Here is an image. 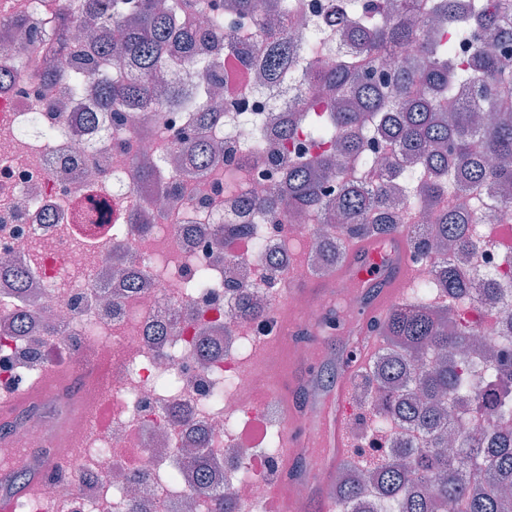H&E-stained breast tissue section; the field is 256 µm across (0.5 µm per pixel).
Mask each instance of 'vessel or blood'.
I'll list each match as a JSON object with an SVG mask.
<instances>
[{"label":"vessel or blood","mask_w":512,"mask_h":512,"mask_svg":"<svg viewBox=\"0 0 512 512\" xmlns=\"http://www.w3.org/2000/svg\"><path fill=\"white\" fill-rule=\"evenodd\" d=\"M422 276L403 236L350 241L346 257L319 280L292 277L284 283L278 298L279 329L274 340L264 345L263 354L271 365L270 393L281 404L282 429L277 461L279 477L267 483L256 512H301L294 488L305 481L308 470L318 466L323 481H330L342 465L356 437L352 431L351 381L365 364L377 343L376 324ZM348 288L359 299L348 335L354 341L337 361L340 380L329 391L317 390L314 362L302 357L298 337L309 327L299 308L309 303L323 306L337 289ZM72 375L49 369L40 380L8 402H0V443L11 445L15 421L45 400L64 396ZM51 450L27 454L24 461L29 478L23 489H16L13 472L0 470V512H14L21 496L35 495L44 475L59 467Z\"/></svg>","instance_id":"1"}]
</instances>
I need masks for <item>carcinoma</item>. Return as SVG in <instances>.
<instances>
[{"mask_svg": "<svg viewBox=\"0 0 512 512\" xmlns=\"http://www.w3.org/2000/svg\"><path fill=\"white\" fill-rule=\"evenodd\" d=\"M92 2L102 25L119 33V44L100 41L93 53L118 54L135 72L131 82L108 86L96 78L90 63L82 68L103 87L104 111L120 121L129 106L163 112L181 102L179 90L163 101L154 95L156 67L168 55L177 19L206 8L209 16L202 31L234 49V31L225 12L256 18L267 40L269 70L288 74L308 93L321 96L318 110L298 101L281 135L291 139L300 129L336 147L281 159L283 186L270 198L247 205L274 217L285 197L291 209L320 211L321 223L332 231L323 247L322 267L336 264L351 239L398 232L406 233L416 253L426 254L435 246L464 252L475 246L478 236L474 189L489 181L512 180V112L496 111L499 103L512 100V58L505 53V44L512 42V0L475 4L480 29L457 11L455 0H415L416 11L428 19L423 29L411 26L405 8L392 0L375 6L345 0L336 8L338 26L360 35L361 42L356 53L328 69L320 65L323 41L313 40L306 62H300L286 30L255 17L256 0H171L167 8L158 0ZM485 30L491 41L460 60L453 47L483 38ZM397 49L412 53L416 64L396 76L400 87L393 91L376 74L384 55ZM381 136L392 138L400 155L412 163L398 172L412 187L405 198L408 206H429L445 191L456 199L452 210L434 212L431 239L398 223L391 184L367 177L368 153ZM177 146L187 156L184 172L200 175L207 170L209 142L183 134ZM341 160L351 167L350 179L333 189L324 180ZM132 178L139 187L158 182L155 170L136 163ZM437 269V286L445 297L472 293L470 274L448 256H440ZM500 320L499 342L512 344V301L502 302ZM379 336L384 347L353 393L383 416L424 431L430 446L400 444L385 458L358 459L341 467L332 489L338 512H445L450 502L464 512H508L512 429L474 432L467 418L478 403L492 416L512 421V367L473 356L470 330L446 303L403 301L387 315ZM460 351L471 356L463 381L455 366ZM450 431L456 433V446L435 450Z\"/></svg>", "mask_w": 512, "mask_h": 512, "instance_id": "1", "label": "carcinoma"}]
</instances>
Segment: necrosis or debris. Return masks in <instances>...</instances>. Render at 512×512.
Returning a JSON list of instances; mask_svg holds the SVG:
<instances>
[{"instance_id":"1","label":"necrosis or debris","mask_w":512,"mask_h":512,"mask_svg":"<svg viewBox=\"0 0 512 512\" xmlns=\"http://www.w3.org/2000/svg\"><path fill=\"white\" fill-rule=\"evenodd\" d=\"M86 0H0V398L14 394L51 364L93 370L84 390L85 425L75 442L55 444L58 405L13 428L14 442L53 448L63 470L44 478L37 499L16 512H212L213 491L233 490L238 506L258 501L279 434L257 409L259 379L240 377L247 351L277 326L282 279L316 265L319 224L243 213L238 197L262 199L281 177L271 158L295 149L277 129L300 93L298 82H274L254 59L253 20L236 29L244 49L206 44L213 75L190 76L171 59L159 75L186 88L190 105L211 115L191 122L190 105L165 111L143 134L147 112L126 110L123 126L100 112L93 86L78 84L68 63L89 55L93 22ZM288 28L303 55L313 22L326 25L337 48V0H299ZM212 142L232 138L237 153L217 157L205 175L180 173L177 131ZM263 157L241 163L255 140ZM147 156L166 188L135 187L130 162ZM482 243L463 262L475 287L494 281L512 295V219L500 194L479 188ZM244 232L225 235L228 226ZM286 255L278 274L269 259ZM234 276L263 297L249 318L229 317ZM368 431L360 455L387 454L397 440L421 448L425 433L360 409ZM196 442L213 470L204 492L194 470L174 464Z\"/></svg>"}]
</instances>
